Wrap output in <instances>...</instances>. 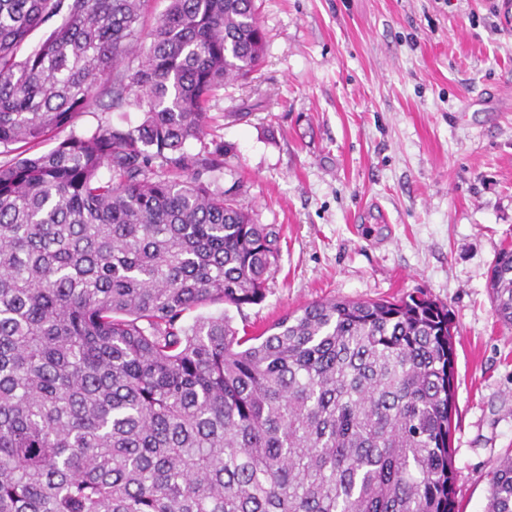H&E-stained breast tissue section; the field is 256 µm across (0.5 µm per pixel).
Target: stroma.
I'll return each mask as SVG.
<instances>
[{
  "label": "stroma",
  "mask_w": 512,
  "mask_h": 512,
  "mask_svg": "<svg viewBox=\"0 0 512 512\" xmlns=\"http://www.w3.org/2000/svg\"><path fill=\"white\" fill-rule=\"evenodd\" d=\"M264 57L210 115L228 147L218 184L281 230L257 333L311 302L447 306L457 383L460 512H485L512 451V329L488 288L512 245V0H257ZM141 112L97 109L39 146Z\"/></svg>",
  "instance_id": "1"
}]
</instances>
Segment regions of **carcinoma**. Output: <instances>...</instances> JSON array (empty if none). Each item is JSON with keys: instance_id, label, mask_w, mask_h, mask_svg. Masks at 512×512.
I'll list each match as a JSON object with an SVG mask.
<instances>
[{"instance_id": "carcinoma-1", "label": "carcinoma", "mask_w": 512, "mask_h": 512, "mask_svg": "<svg viewBox=\"0 0 512 512\" xmlns=\"http://www.w3.org/2000/svg\"><path fill=\"white\" fill-rule=\"evenodd\" d=\"M147 8L0 0V512H456L448 309L333 298L239 334L280 232L203 175L265 35L255 0H168L148 33ZM94 106L143 118L11 156ZM489 286L512 328L511 248Z\"/></svg>"}]
</instances>
